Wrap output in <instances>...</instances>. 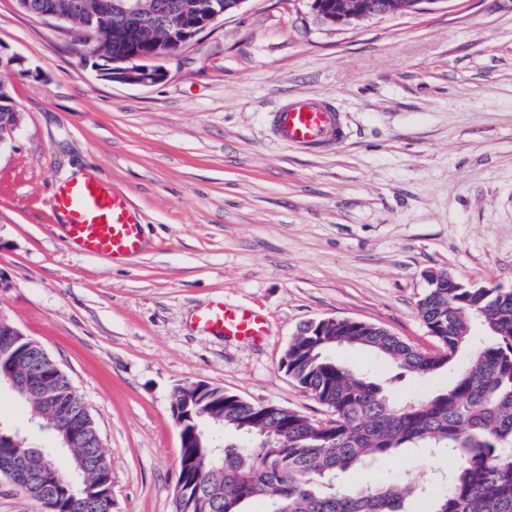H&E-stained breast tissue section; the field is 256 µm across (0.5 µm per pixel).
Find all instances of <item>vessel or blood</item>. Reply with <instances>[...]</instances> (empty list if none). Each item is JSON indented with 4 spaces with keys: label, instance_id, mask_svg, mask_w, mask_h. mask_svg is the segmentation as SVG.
Wrapping results in <instances>:
<instances>
[{
    "label": "vessel or blood",
    "instance_id": "vessel-or-blood-1",
    "mask_svg": "<svg viewBox=\"0 0 512 512\" xmlns=\"http://www.w3.org/2000/svg\"><path fill=\"white\" fill-rule=\"evenodd\" d=\"M274 136L288 145L315 151L343 137L338 112L325 101L300 96L270 116ZM53 209L65 218L69 244L86 254L125 258L139 253L142 231L128 199L88 176L60 187ZM195 324L202 331L241 339H259L267 332L264 318L218 300L200 312Z\"/></svg>",
    "mask_w": 512,
    "mask_h": 512
}]
</instances>
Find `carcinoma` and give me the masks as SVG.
<instances>
[{"label":"carcinoma","mask_w":512,"mask_h":512,"mask_svg":"<svg viewBox=\"0 0 512 512\" xmlns=\"http://www.w3.org/2000/svg\"><path fill=\"white\" fill-rule=\"evenodd\" d=\"M173 0H145L142 32H132L114 14L101 22L103 51L117 59L148 48L157 36L171 33L178 16L160 7ZM419 315L438 346L430 357L392 332L374 325L306 323L289 341L281 361L288 376L323 405V421L272 403L224 398V388L204 393L183 388L180 407L191 414L187 438L200 415L219 417L221 447L213 453L181 446L177 485L188 493L174 497L173 512H247L256 500L262 512H406L404 503L426 497L414 478L346 489L340 476L368 469L402 448H437L455 466L448 489L432 498L428 512H512V290L462 288L448 273L427 288ZM363 347L391 361L397 377L424 376L453 364L463 351L469 357L448 387L433 395L397 399L382 385L351 372L327 356L339 346ZM36 370L41 388L20 393L41 419L40 427L60 435L61 406L84 411V399L66 377L39 361L26 340L3 370ZM263 436L275 438L256 447ZM56 453L32 452L28 469L48 472L47 483L33 482L26 493L44 512H108L100 484L112 485V467L103 451L87 443Z\"/></svg>","instance_id":"obj_1"}]
</instances>
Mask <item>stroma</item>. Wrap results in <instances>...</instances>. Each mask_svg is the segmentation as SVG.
Masks as SVG:
<instances>
[{
	"instance_id": "35a3bbf8",
	"label": "stroma",
	"mask_w": 512,
	"mask_h": 512,
	"mask_svg": "<svg viewBox=\"0 0 512 512\" xmlns=\"http://www.w3.org/2000/svg\"><path fill=\"white\" fill-rule=\"evenodd\" d=\"M85 38L0 0V57L25 59L0 68L21 112L0 148V313L88 403L112 512H172L178 387L204 381L320 418L280 367L301 325L366 321L428 353L427 274L512 288V0H428L336 27L310 0H246L149 87L99 77ZM298 95L335 105L339 146L273 137L270 112ZM75 167L132 201L140 253L111 263L68 248L50 199ZM218 299L262 315L266 336L197 329ZM333 355L382 384L397 372L363 348ZM0 423L55 444L6 388ZM452 465L407 450L342 484L409 474L438 494Z\"/></svg>"
}]
</instances>
